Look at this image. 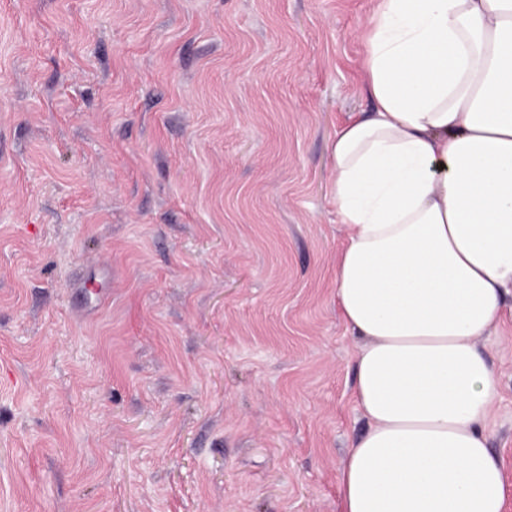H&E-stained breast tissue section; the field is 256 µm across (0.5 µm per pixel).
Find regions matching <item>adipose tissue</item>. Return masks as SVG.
<instances>
[{
    "label": "adipose tissue",
    "instance_id": "ef3b65f1",
    "mask_svg": "<svg viewBox=\"0 0 512 512\" xmlns=\"http://www.w3.org/2000/svg\"><path fill=\"white\" fill-rule=\"evenodd\" d=\"M361 38L373 108L336 132L332 195L368 426L340 510L505 512L478 340L512 292V0H376Z\"/></svg>",
    "mask_w": 512,
    "mask_h": 512
}]
</instances>
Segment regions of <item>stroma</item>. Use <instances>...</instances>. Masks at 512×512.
Wrapping results in <instances>:
<instances>
[{
  "mask_svg": "<svg viewBox=\"0 0 512 512\" xmlns=\"http://www.w3.org/2000/svg\"><path fill=\"white\" fill-rule=\"evenodd\" d=\"M372 7L0 0V512H339ZM481 343L512 487V320Z\"/></svg>",
  "mask_w": 512,
  "mask_h": 512,
  "instance_id": "1",
  "label": "stroma"
}]
</instances>
